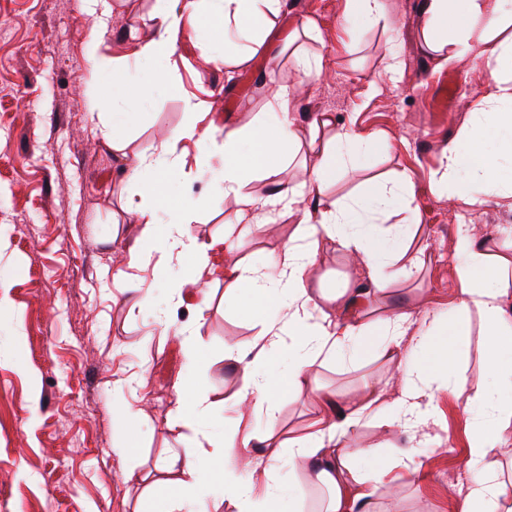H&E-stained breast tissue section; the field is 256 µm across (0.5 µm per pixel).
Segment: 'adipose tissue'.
Here are the masks:
<instances>
[{"label": "adipose tissue", "instance_id": "ef3b65f1", "mask_svg": "<svg viewBox=\"0 0 512 512\" xmlns=\"http://www.w3.org/2000/svg\"><path fill=\"white\" fill-rule=\"evenodd\" d=\"M288 0H155L151 20L154 39L132 38L127 58L163 69L180 37L193 40L210 65L242 68L269 52V40ZM421 36L432 53L455 60L478 50L490 76L487 92L470 112L458 138L445 151L433 176L437 192L470 206L512 198V0H424ZM191 119L170 129L159 153L141 152L126 165L123 177L143 182L145 198L130 203L139 235L161 261L189 268L182 282L194 288L196 313L210 296L198 289L194 271L207 268L217 253L231 254V235L207 240L189 227V207L164 196L160 185L183 169L182 145L197 147V175L220 159L222 180L217 189L234 205L237 223L262 231L271 211L298 213L293 237L268 254L264 267L243 260L224 264L225 295L239 311L257 320L260 330L251 347L225 342L224 360L237 386L234 406L251 404L265 420V434L254 437L235 429L177 449L156 467L159 474L147 487L150 512H283L282 497L272 494L255 503L251 482L239 464L250 448L274 447L280 429L276 402L283 392L319 394L321 411L303 435L288 442L289 456L301 457L311 479L330 492L324 512H373L377 486L390 483L392 466L384 465L356 477L357 459L371 451L356 445L365 422L384 431L419 432L436 412L439 378L452 373L467 343V322L478 317L484 347V368L473 383H460L456 395L471 417L465 464L468 478L455 490L457 512H512V492L488 458L512 452L501 431L512 425V243L499 248L459 225L453 239V274L457 292L447 318L418 322L397 311L368 319L362 308L368 297L387 292L420 258L407 252L423 234L416 224L412 183L406 173L385 183H371L356 197L339 202L327 190L341 172L358 170L363 157L385 149L378 132L337 128L328 114L307 119L296 110L293 87L277 85L263 111L245 125H215L209 102L189 99ZM316 156L304 181L287 185L282 174L287 158L302 146ZM265 180L264 194L245 192L253 176ZM400 215L396 224L378 223V216ZM352 258L350 280L330 286L314 276L319 245ZM281 359L274 375L265 365ZM361 364L382 360L395 366L399 379L387 392L380 378L365 382L361 395L343 400L321 393L319 365L333 361ZM177 404L168 427H192L208 413L207 396L191 381L176 385Z\"/></svg>", "mask_w": 512, "mask_h": 512}]
</instances>
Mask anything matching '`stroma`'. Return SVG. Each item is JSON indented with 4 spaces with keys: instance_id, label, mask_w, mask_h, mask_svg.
I'll return each instance as SVG.
<instances>
[{
    "instance_id": "35a3bbf8",
    "label": "stroma",
    "mask_w": 512,
    "mask_h": 512,
    "mask_svg": "<svg viewBox=\"0 0 512 512\" xmlns=\"http://www.w3.org/2000/svg\"><path fill=\"white\" fill-rule=\"evenodd\" d=\"M109 4L95 64V22L83 0H0V279L9 284V302L0 308V512H139L140 476L192 435L166 425L177 399L174 384L187 374L216 404L205 430L231 428L238 418L224 403L233 390L222 363L224 343L250 345L259 327L225 300L223 256L211 259L215 274L198 275L211 298L199 320L192 301L173 297L179 269L155 260L134 268L136 282L152 289L155 300L135 310L117 276L139 235L126 203L139 198L140 188L122 182L123 155L153 151L166 131L185 123V95L207 100L217 125H243L266 105L276 81L295 86L299 112H327L337 125L385 135L387 151L366 156L357 175H337L328 189L341 198L400 170L412 181V206L429 248L420 273L399 278L376 298L372 307L379 312L404 308L419 319L447 309L456 294L451 240L457 225L482 235L512 226L505 205L467 207L433 185L445 148L482 97L488 76L477 53L450 63L428 54L422 0H387L386 20L361 32L351 27L347 0H289L282 33L310 19L321 34L320 41H301L323 59L321 75L304 82L286 51L273 50L271 58H257L230 76L204 64L192 41H179L165 78L129 68L133 92L146 101L123 133V153L106 137L112 101L104 76L125 64L131 36H151L153 0ZM389 46L402 61L394 80L384 73ZM196 156L188 147L184 177L162 190L192 201L191 229L206 240L223 234L235 216L210 191L208 177H194ZM297 221L283 212L273 234L237 236L236 256L262 263ZM160 307L171 316V338L164 342L151 334ZM184 327L213 359L210 369L189 370L173 338ZM378 370L392 374L375 363H328L320 385L350 394ZM120 406L140 411L127 437L113 422ZM437 406L433 423L418 434H386L373 423L362 429L359 444L377 447L378 457L359 460V471L404 451L419 465L415 475L404 476L400 491L377 489L375 512H456L450 488L465 482L469 416L451 389L439 393ZM126 439L134 449L121 461L114 449ZM264 481L274 494L299 483L304 512H319L325 491L300 463L280 460L274 478Z\"/></svg>"
}]
</instances>
